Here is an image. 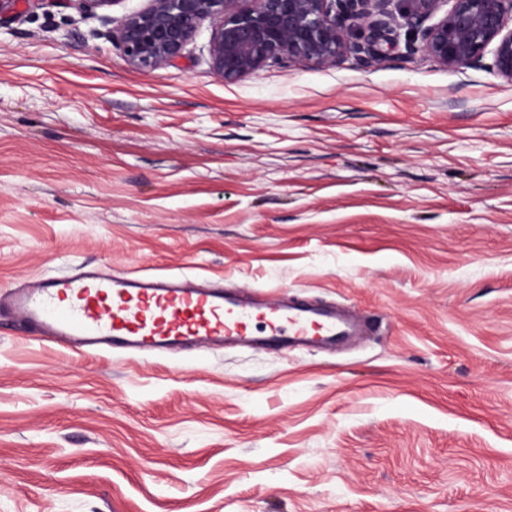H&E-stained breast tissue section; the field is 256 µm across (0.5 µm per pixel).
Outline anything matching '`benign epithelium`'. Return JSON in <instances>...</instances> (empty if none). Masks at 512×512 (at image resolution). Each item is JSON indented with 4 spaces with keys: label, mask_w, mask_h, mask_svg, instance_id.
<instances>
[{
    "label": "benign epithelium",
    "mask_w": 512,
    "mask_h": 512,
    "mask_svg": "<svg viewBox=\"0 0 512 512\" xmlns=\"http://www.w3.org/2000/svg\"><path fill=\"white\" fill-rule=\"evenodd\" d=\"M83 9L112 21L108 11L122 0H78ZM148 0L109 30L126 62L142 71L171 65L183 57L199 26L210 21L208 53L213 72L236 82L275 64L313 68L336 65L346 55L366 62L381 58L380 45L396 42V16L416 27L422 51L457 70L474 67L492 49V69L512 84V0Z\"/></svg>",
    "instance_id": "obj_1"
}]
</instances>
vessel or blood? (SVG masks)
Here are the masks:
<instances>
[{
  "label": "vessel or blood",
  "mask_w": 512,
  "mask_h": 512,
  "mask_svg": "<svg viewBox=\"0 0 512 512\" xmlns=\"http://www.w3.org/2000/svg\"><path fill=\"white\" fill-rule=\"evenodd\" d=\"M4 305L35 339L135 353L175 351L189 341L209 347L228 338L244 339L256 321L264 323L272 345L333 340L355 328L338 312L293 307L268 297L243 301L225 294L223 286L185 276L98 268L0 293Z\"/></svg>",
  "instance_id": "1"
}]
</instances>
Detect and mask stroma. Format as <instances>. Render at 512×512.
Listing matches in <instances>:
<instances>
[{
    "mask_svg": "<svg viewBox=\"0 0 512 512\" xmlns=\"http://www.w3.org/2000/svg\"><path fill=\"white\" fill-rule=\"evenodd\" d=\"M99 17L0 28V288L104 264L354 310L129 356L0 314V512H512V85L405 41L224 83Z\"/></svg>",
    "mask_w": 512,
    "mask_h": 512,
    "instance_id": "stroma-1",
    "label": "stroma"
}]
</instances>
